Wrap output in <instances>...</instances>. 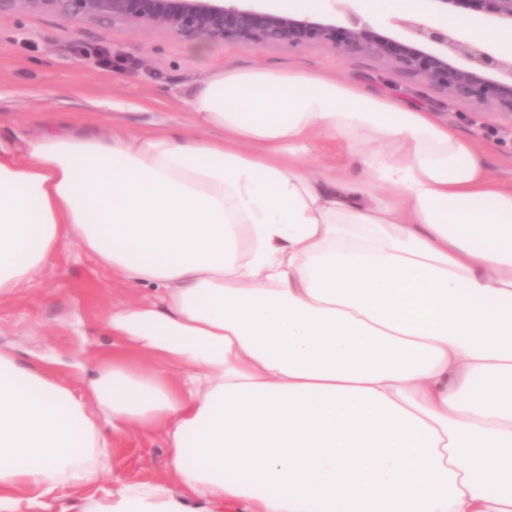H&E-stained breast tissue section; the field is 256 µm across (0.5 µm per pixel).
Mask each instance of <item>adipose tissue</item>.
Segmentation results:
<instances>
[{
	"label": "adipose tissue",
	"mask_w": 512,
	"mask_h": 512,
	"mask_svg": "<svg viewBox=\"0 0 512 512\" xmlns=\"http://www.w3.org/2000/svg\"><path fill=\"white\" fill-rule=\"evenodd\" d=\"M165 131L0 138V305L61 240L152 295L76 396L0 350V512H512V186L429 112L226 68ZM325 140L364 175L301 159ZM360 154V153H359ZM166 479L100 486L108 431Z\"/></svg>",
	"instance_id": "1"
}]
</instances>
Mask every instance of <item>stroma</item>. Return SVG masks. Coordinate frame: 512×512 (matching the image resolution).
<instances>
[{"mask_svg":"<svg viewBox=\"0 0 512 512\" xmlns=\"http://www.w3.org/2000/svg\"><path fill=\"white\" fill-rule=\"evenodd\" d=\"M97 49L111 55V66L88 58V51ZM254 66L317 71L433 112L475 147L496 179L512 183L511 119L446 101L425 82L376 58L325 47L192 46L156 29L101 24L77 29L48 13L0 16V136L44 133L61 116L80 127L104 120L129 131L176 127L186 122L185 101L200 80L225 67ZM140 295L63 241L37 284L0 308V349L82 391L99 356L112 347L106 309ZM111 439L112 471L105 484L163 479L162 436L131 426Z\"/></svg>","mask_w":512,"mask_h":512,"instance_id":"stroma-1","label":"stroma"}]
</instances>
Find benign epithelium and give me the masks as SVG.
<instances>
[{
    "instance_id": "obj_1",
    "label": "benign epithelium",
    "mask_w": 512,
    "mask_h": 512,
    "mask_svg": "<svg viewBox=\"0 0 512 512\" xmlns=\"http://www.w3.org/2000/svg\"><path fill=\"white\" fill-rule=\"evenodd\" d=\"M445 16L460 11L512 25V0H431ZM49 13L75 24L96 23L159 29L183 42L212 46L269 45L327 47L348 55H368L398 72L418 78L439 93L512 119V56L477 37H461L455 27L410 13L391 23L408 37L378 32L349 11L351 26L304 11L277 12L248 0H0V15Z\"/></svg>"
}]
</instances>
